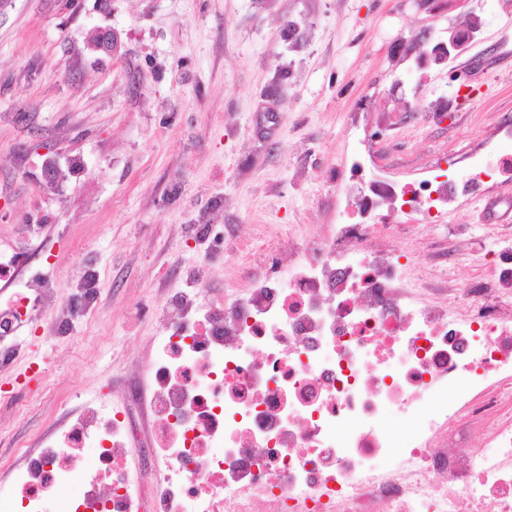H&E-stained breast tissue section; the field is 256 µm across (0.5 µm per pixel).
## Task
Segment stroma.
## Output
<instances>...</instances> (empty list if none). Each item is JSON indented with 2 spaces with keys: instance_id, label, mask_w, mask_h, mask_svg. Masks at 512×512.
<instances>
[{
  "instance_id": "1",
  "label": "stroma",
  "mask_w": 512,
  "mask_h": 512,
  "mask_svg": "<svg viewBox=\"0 0 512 512\" xmlns=\"http://www.w3.org/2000/svg\"><path fill=\"white\" fill-rule=\"evenodd\" d=\"M479 17L453 61L421 66L423 41ZM107 28L117 52L97 57ZM512 122V0H7L0 8V242L41 227L69 300L79 269L98 298L72 337L48 313L21 328L0 385V459L103 396L142 422L127 382L147 379L160 326L134 301L174 288L244 293L268 257L328 234L337 179L365 145L380 172L413 182L460 161ZM62 178L45 188L46 159ZM80 167H72L73 159ZM214 227L210 243L196 227ZM512 226V180L436 224L401 218L382 244L411 259L449 252L451 279L491 277L492 230ZM46 367L28 402L23 374Z\"/></svg>"
}]
</instances>
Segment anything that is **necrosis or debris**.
<instances>
[{"label":"necrosis or debris","mask_w":512,"mask_h":512,"mask_svg":"<svg viewBox=\"0 0 512 512\" xmlns=\"http://www.w3.org/2000/svg\"><path fill=\"white\" fill-rule=\"evenodd\" d=\"M468 156L462 178L398 184L366 174L344 219L245 295L178 291L149 385V441L123 410L84 404L24 456L0 512H512V245L494 280L449 284L375 243L392 215L435 223L459 199L512 176V128ZM0 306V372L16 331L57 281L15 280ZM52 322L67 337L97 300L79 271ZM179 312L169 320V308ZM484 446L468 455L474 433ZM136 453L153 473L126 465Z\"/></svg>","instance_id":"obj_1"}]
</instances>
